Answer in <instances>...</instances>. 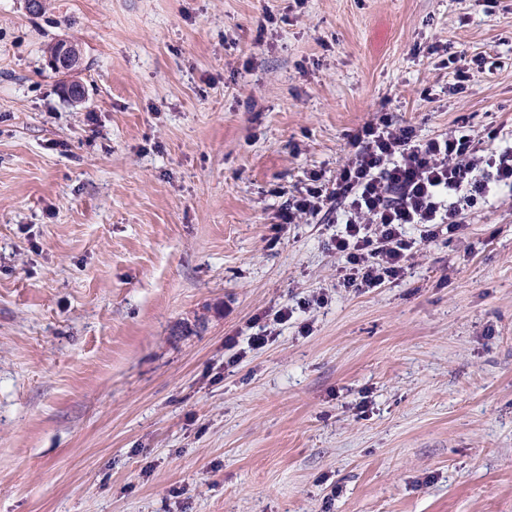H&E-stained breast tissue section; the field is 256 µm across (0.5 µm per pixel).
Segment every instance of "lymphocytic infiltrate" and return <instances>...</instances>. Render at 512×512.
<instances>
[{"instance_id":"1","label":"lymphocytic infiltrate","mask_w":512,"mask_h":512,"mask_svg":"<svg viewBox=\"0 0 512 512\" xmlns=\"http://www.w3.org/2000/svg\"><path fill=\"white\" fill-rule=\"evenodd\" d=\"M332 185L314 173L277 214L284 224L335 213L342 284L378 288L399 280L417 242L461 230L460 214L492 187H512V147L484 155L469 136L428 138L382 117L357 129ZM486 167L487 178L472 173Z\"/></svg>"}]
</instances>
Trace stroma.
Returning a JSON list of instances; mask_svg holds the SVG:
<instances>
[{"instance_id": "1", "label": "stroma", "mask_w": 512, "mask_h": 512, "mask_svg": "<svg viewBox=\"0 0 512 512\" xmlns=\"http://www.w3.org/2000/svg\"><path fill=\"white\" fill-rule=\"evenodd\" d=\"M383 115L512 146V0H0V512H512V188L368 291L275 228ZM48 63L55 72L73 74L82 65L81 48L75 41L60 40L48 51ZM477 60H468L463 52H456L452 58L449 60V63L454 65V80L455 83L450 84L448 87L449 93H455L459 90L464 89V83L471 80L474 77V68L471 66V63H476ZM481 63H476L477 69L480 67Z\"/></svg>"}]
</instances>
